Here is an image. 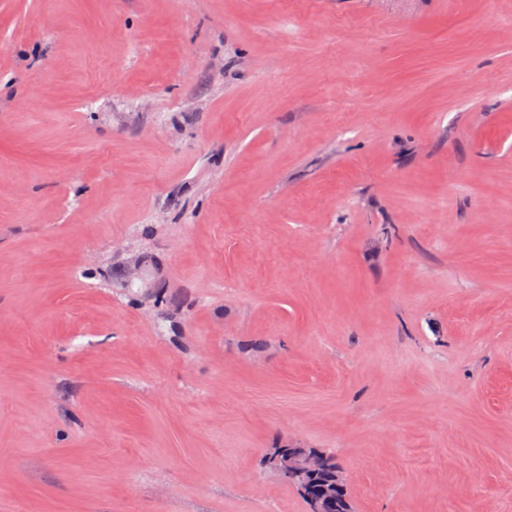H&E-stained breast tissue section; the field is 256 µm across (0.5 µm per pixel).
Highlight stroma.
Instances as JSON below:
<instances>
[{"mask_svg": "<svg viewBox=\"0 0 512 512\" xmlns=\"http://www.w3.org/2000/svg\"><path fill=\"white\" fill-rule=\"evenodd\" d=\"M275 447L512 512V0H0V512H306Z\"/></svg>", "mask_w": 512, "mask_h": 512, "instance_id": "obj_1", "label": "stroma"}]
</instances>
